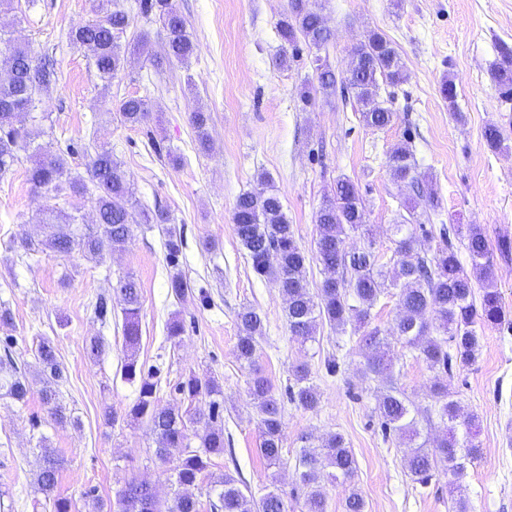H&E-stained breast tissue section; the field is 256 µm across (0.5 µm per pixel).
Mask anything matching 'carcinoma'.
Instances as JSON below:
<instances>
[{
    "label": "carcinoma",
    "mask_w": 512,
    "mask_h": 512,
    "mask_svg": "<svg viewBox=\"0 0 512 512\" xmlns=\"http://www.w3.org/2000/svg\"><path fill=\"white\" fill-rule=\"evenodd\" d=\"M140 12L148 17L158 15L166 32L165 54L153 50L148 38L137 45L138 53L152 66L163 63L185 64L195 51L182 16L173 8L172 0H139ZM94 19L73 30L71 41L85 48L102 80L112 82L124 68L125 53L121 39L129 25L126 10L114 0H92ZM284 43L298 52L297 39L318 50L326 47L332 32L322 15L309 5V0H289L288 11L277 24ZM5 44L0 52V72L7 80L0 81V108L14 109V116H27L34 121L39 115L42 93L56 82V70L36 61L25 47L14 46L6 33L0 34ZM352 63L345 77L337 79L336 72L323 64L315 67L318 89L325 94L336 91L341 82L351 89L362 121L366 126L384 129L394 122L395 112L377 100L380 84L395 86L406 81L401 57L393 43L382 33L369 32L365 40L352 50ZM498 99L512 102V46L499 47V62L492 72ZM113 117L124 126L136 127L150 119L149 104L141 97H125L113 106ZM196 141L208 148L209 116L202 111L189 115ZM24 136L14 123H0V172L8 169L24 148ZM387 167L391 179L417 187L418 196L432 208L438 207L436 191L424 184L416 173L413 153L403 144L388 155ZM28 181L37 192L68 190L75 195L93 197L96 222L81 224L78 217L57 210L40 220L47 230L38 243L23 238L18 247L25 253L41 248L59 255L79 253L100 262L126 250L135 224H157L164 235L167 264L175 272L169 288L177 298L192 293L193 286L179 270L182 237L163 210L139 207L133 200V190L126 179L122 163L114 158L112 148L101 145L86 167V174L73 173L63 159L45 150L39 153L28 171ZM233 231L247 252L253 272L260 278L275 281L286 300V318L291 336L301 345L316 340L320 323L332 328H353L361 333L359 342L366 350L365 373L382 379L386 388L381 392L376 413L384 433L396 432L412 444L404 458V466L414 481L425 484L435 473L442 471L453 476L464 473L467 465L480 454L474 443L475 416L465 412L450 398L448 387L434 385V409L443 424L450 425L449 435L434 447L418 442L420 430L417 419L403 394L394 385L395 357L391 339H396L423 361L427 367L447 376L453 370L473 365L478 358L481 336L477 326L512 327V318L505 311L494 278L493 253L484 228L480 224H443L439 228L440 244L431 254L419 250L421 242L433 237L434 227L419 221L414 212L401 216L393 225L395 252L393 264L380 263L373 242L358 248L348 246L349 234L367 233L366 205L358 186L341 177L327 194L315 215L317 237L315 259L326 273L320 288L313 292L306 276L308 253L299 245L293 225L289 224L281 198L272 190L244 192L233 208ZM464 245L471 259V269H465L458 257L452 238ZM479 287L482 294L475 295ZM399 289L401 313L387 334L379 327H369L371 310L389 289ZM113 294L123 302L122 331L125 358L122 378L137 385V398L125 415L129 422H145L155 440V456L163 461L175 460L172 503L167 512H200V502L193 493L202 478H209L208 495L211 512H288V501L275 484L257 498L248 491L244 481L229 473L209 472L211 457L224 453V428L216 426L221 387L213 381L194 374L178 382L176 393L187 400L205 395L211 398L208 413L191 411L179 405L160 404L156 397V373L145 369L137 359L140 342L142 291L129 273L118 277L112 285ZM236 357L250 369L248 394L258 414L260 450L269 465L276 466L282 458L283 415L270 379L256 364L259 340L263 337V322L251 308L238 312ZM6 353L0 356V397L7 396L23 403L29 392L25 372L18 367L6 343ZM41 397L50 421L64 425L70 419L59 400L58 387L63 370L57 359L53 342L44 338L38 345ZM293 385L288 387L287 399L296 407L313 411L319 394L311 382L310 370L301 364L292 370ZM201 425L195 433L199 445L191 446L189 425ZM42 464L37 473L38 490L48 499L53 512H72V502L55 494L57 478L64 468V459L40 439ZM357 469L356 459L342 435L331 433L318 443L306 444L298 456L297 480L306 489L304 512H327L323 482L352 484ZM96 512H162L155 487L146 482L131 480L116 492L115 501L95 498ZM365 500L353 487L345 498L344 512H365Z\"/></svg>",
    "instance_id": "1"
}]
</instances>
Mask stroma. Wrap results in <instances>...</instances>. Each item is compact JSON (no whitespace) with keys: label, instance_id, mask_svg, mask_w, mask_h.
Wrapping results in <instances>:
<instances>
[{"label":"stroma","instance_id":"stroma-1","mask_svg":"<svg viewBox=\"0 0 512 512\" xmlns=\"http://www.w3.org/2000/svg\"><path fill=\"white\" fill-rule=\"evenodd\" d=\"M172 2L197 46L194 56L159 70L133 54L144 37L162 50L165 31L157 17L139 12L138 0H119L129 14L122 43L130 52L108 86L89 52L69 38L90 19V0H34L0 12V30L26 44L36 60H51L60 73L58 84L41 96L44 120L26 125L33 142L64 155L80 173L97 146H110L137 202L169 211L183 239L180 268L193 285L184 298L172 294L164 238L153 224L136 226L126 251L100 262L14 250L13 241L22 236L41 237L39 210L75 211L88 224L95 214L91 198L75 204L63 193L35 194L27 180L32 151H19L12 168L0 174V304L12 314L11 324L0 325V341L14 339L30 393L23 404L0 398V512H52L35 484L42 436L66 459L58 491L74 512H92L93 497L114 498L132 479L150 482L169 498L172 465L156 458L147 425L109 427L102 417L104 407L121 413L137 397L135 385L120 374L121 303L112 292L113 282L128 272L140 282L144 299L138 359L156 371L160 403L172 402L174 385L192 373L214 379L224 392V453L214 457L213 472L232 473L257 496L277 483L288 512H301L296 455L304 438L336 432L357 460L354 483L366 512H454L461 494L471 512H512V330L481 329L476 363L455 371L450 381L452 399L476 417L479 457L457 481L439 473L420 485L403 465L405 440L380 432L375 407L383 385L364 375L365 353L356 334L323 324L315 342L294 341L279 288L253 273L232 227L237 196L262 191L264 173L282 198L298 243L312 251L315 213L336 179L345 176L366 202L381 262L394 256L393 226L408 202L433 224L483 225L490 247L512 241V104L499 101L490 75L499 45L512 46V0H310L332 40L320 50L302 47L288 61L277 32L288 0ZM372 29L393 42L407 72L405 82L378 91L397 114L382 130L365 126L346 89L331 95L315 90L316 58L345 76L352 48ZM448 79L456 87L451 104L441 95ZM306 90L314 93L309 105L301 100ZM129 95L149 101L152 118L146 125L130 128L110 119L111 101ZM199 109L211 116L205 152L189 124L190 112ZM490 124L500 129L504 150L487 146L484 129ZM405 141L419 175L437 192L438 208L389 175L387 157ZM208 240L215 244L209 251L203 247ZM102 297L108 303L103 319L95 311ZM245 306L263 320L257 361L284 401L283 464L275 472L260 453L249 372L235 355L236 315ZM175 319L185 332L174 341L167 326ZM94 336L105 343L95 359L85 352ZM45 337L53 341L64 371L60 398L75 419L64 428L47 422L40 399L37 346ZM394 350L397 388L418 411L432 408L437 373L402 345ZM332 354L341 369L330 376L323 363ZM301 363L320 394L314 412L285 400L291 370Z\"/></svg>","mask_w":512,"mask_h":512}]
</instances>
